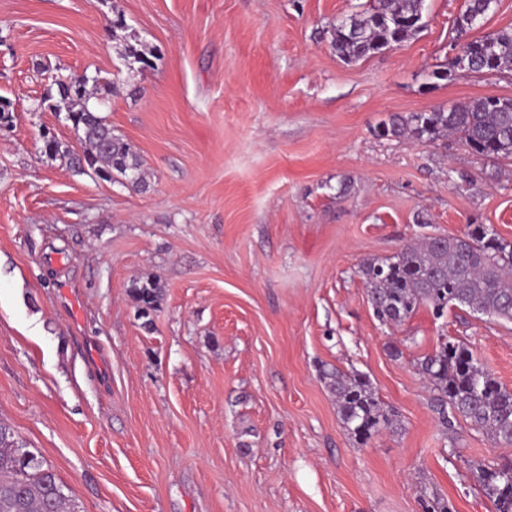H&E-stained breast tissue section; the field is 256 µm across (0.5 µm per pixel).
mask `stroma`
I'll return each instance as SVG.
<instances>
[{
  "instance_id": "stroma-1",
  "label": "stroma",
  "mask_w": 512,
  "mask_h": 512,
  "mask_svg": "<svg viewBox=\"0 0 512 512\" xmlns=\"http://www.w3.org/2000/svg\"><path fill=\"white\" fill-rule=\"evenodd\" d=\"M369 0H0V421L82 512H490L472 464L512 445L448 432L415 362L466 341L512 390V323L455 308L380 324L358 273L410 242L489 225L512 240V161L380 136L394 113L512 97V74L439 80L436 63L512 28L495 0H425L426 28L347 63L336 21ZM122 16L150 66L129 68ZM115 91L103 113L147 191L42 151L71 128L37 104L52 76ZM164 300L144 327L128 295ZM366 375L400 425L350 438L319 369ZM129 296L136 306L139 318L144 319L143 324L152 325L153 316L163 300L161 283L152 279L133 281L129 288Z\"/></svg>"
}]
</instances>
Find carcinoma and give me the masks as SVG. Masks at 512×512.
I'll list each match as a JSON object with an SVG mask.
<instances>
[{"instance_id":"cac0c4a2","label":"carcinoma","mask_w":512,"mask_h":512,"mask_svg":"<svg viewBox=\"0 0 512 512\" xmlns=\"http://www.w3.org/2000/svg\"><path fill=\"white\" fill-rule=\"evenodd\" d=\"M487 2L466 0L457 30L471 27V18L484 15ZM423 12L424 0H372L364 12L332 26L330 46L341 59L356 62L418 34L425 26ZM461 67L478 75L512 72V29L465 43L460 55L438 65L432 75L446 80ZM112 88V83L86 74L55 79L39 106L64 115L81 151L62 147L54 137L43 141V150L49 157L68 160L77 174L91 172L108 182L118 174L132 188L144 190L148 183L140 156L97 110ZM380 136H411L429 142L452 136L482 159L511 161L512 98L484 96L446 110L396 114L380 125ZM358 273L373 314L383 325L402 324L421 307L438 317L450 307H466L512 323V241L484 224H469L460 236L408 243L391 258L363 261ZM129 296L144 325H152L163 300L161 283L134 281ZM416 368L433 393V408L446 428L461 419L512 445V391L475 361L465 343L439 339ZM322 378L329 381L343 426L358 444L365 445L397 425V412L379 399L364 375L336 368L323 370ZM511 467L512 461L474 465L479 491L492 504V512H512V481L503 477ZM0 512H81L64 493L53 468L22 450L5 424H0ZM425 512H455V508L449 499L434 493L426 500Z\"/></svg>"}]
</instances>
